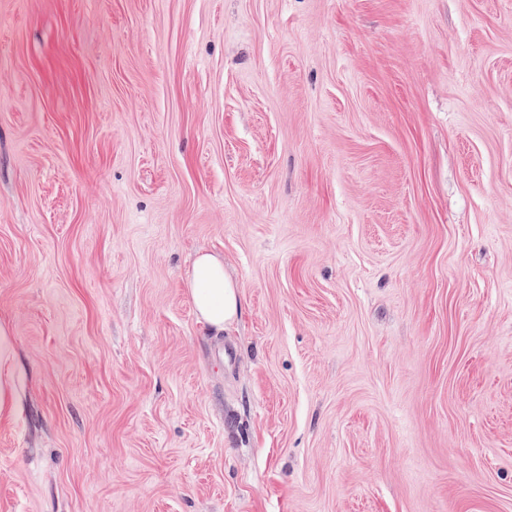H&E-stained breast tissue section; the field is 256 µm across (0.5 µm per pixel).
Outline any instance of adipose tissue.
Segmentation results:
<instances>
[{
	"mask_svg": "<svg viewBox=\"0 0 512 512\" xmlns=\"http://www.w3.org/2000/svg\"><path fill=\"white\" fill-rule=\"evenodd\" d=\"M194 312L205 326L223 332L241 310L239 288L224 271V261L211 253L196 257L188 280ZM17 363L14 338L6 321L0 320V423L12 420L20 411L16 384Z\"/></svg>",
	"mask_w": 512,
	"mask_h": 512,
	"instance_id": "adipose-tissue-1",
	"label": "adipose tissue"
}]
</instances>
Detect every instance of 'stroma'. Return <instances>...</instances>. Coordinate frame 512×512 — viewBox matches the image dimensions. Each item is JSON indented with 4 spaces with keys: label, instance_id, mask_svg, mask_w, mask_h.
Listing matches in <instances>:
<instances>
[{
    "label": "stroma",
    "instance_id": "1",
    "mask_svg": "<svg viewBox=\"0 0 512 512\" xmlns=\"http://www.w3.org/2000/svg\"><path fill=\"white\" fill-rule=\"evenodd\" d=\"M0 320V512H512V0H0ZM194 312L215 333L232 325L241 310L239 288L224 271V259L211 253L196 257L188 280ZM16 374L14 337L8 323L0 320V423L12 420L20 411Z\"/></svg>",
    "mask_w": 512,
    "mask_h": 512
}]
</instances>
